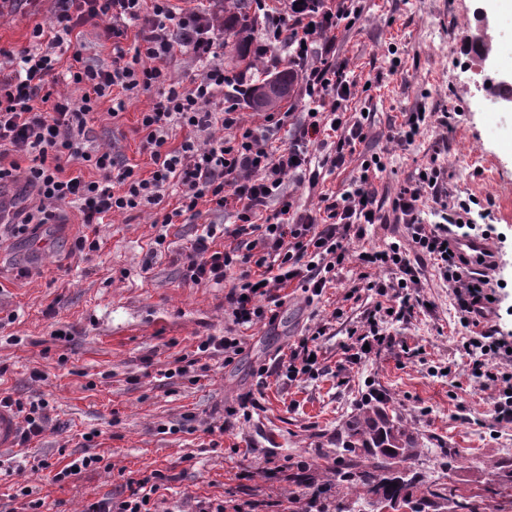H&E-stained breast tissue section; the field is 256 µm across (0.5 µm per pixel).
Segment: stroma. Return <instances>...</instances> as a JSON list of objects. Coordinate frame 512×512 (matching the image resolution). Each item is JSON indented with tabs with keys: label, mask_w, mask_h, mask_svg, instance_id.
<instances>
[{
	"label": "stroma",
	"mask_w": 512,
	"mask_h": 512,
	"mask_svg": "<svg viewBox=\"0 0 512 512\" xmlns=\"http://www.w3.org/2000/svg\"><path fill=\"white\" fill-rule=\"evenodd\" d=\"M362 7L339 33L336 59L360 85L349 108L369 114L361 150L384 157L379 194L391 202L431 144L447 137L449 192L486 205L488 223L504 238L498 262L510 286L500 311L512 330V111L487 92L512 74V14L496 0H364ZM481 12L492 21L491 62L483 67L473 43ZM46 18L43 4L0 18V47L32 46V30ZM152 99H131L114 117L102 103L92 121L96 144L116 146L144 174L151 166L138 152V119ZM420 110L432 120L414 146L401 145L403 113ZM443 113L444 127L437 122ZM200 209L197 222L168 226L169 249L157 257L149 249L158 229L145 212L92 230L65 208L59 223L26 236L0 228V397L43 400L53 409L52 422L28 444V460L0 450V512L19 508L14 495L23 486L41 501V512H83L105 496L126 498L130 482L153 473L163 477L157 496L166 512H194L203 497L284 503L297 463L335 456L338 429L373 392L386 394L389 408L420 433L427 451L416 469L426 483L474 490L494 482L500 493L488 512H512V470L497 466L512 456V428L494 429L490 390L467 376L457 348L467 330L433 265L421 278L431 309L393 327L409 354L350 366L346 385L334 370L346 358L349 330L374 304L346 294L361 275L379 276L355 264L318 300L293 287L279 290L275 322L244 331L243 350L228 364L223 352L199 349L207 338L231 333L226 290L188 284L176 260L202 225L231 221L213 205ZM91 231L99 250L78 251L76 239ZM319 322L329 325L320 339L326 373L292 382L272 376L258 386L259 368L287 357ZM180 364L186 373H176ZM446 365L451 374L440 375ZM445 448L456 451L455 461H444ZM84 453L101 456L98 468L54 481ZM35 458L45 467L32 466Z\"/></svg>",
	"instance_id": "1"
}]
</instances>
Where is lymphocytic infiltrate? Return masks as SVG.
Wrapping results in <instances>:
<instances>
[{"label":"lymphocytic infiltrate","instance_id":"lymphocytic-infiltrate-1","mask_svg":"<svg viewBox=\"0 0 512 512\" xmlns=\"http://www.w3.org/2000/svg\"><path fill=\"white\" fill-rule=\"evenodd\" d=\"M254 2L263 17L258 54L271 55L273 66L285 63L301 75L305 119L286 143L274 135L286 113H267V128L258 133L242 127L235 107L216 105L225 87L242 82L240 75L225 71L216 51L224 37L223 0H212L202 12L175 11L170 0H53L47 22L33 29L34 47L18 52L1 47L0 186L16 179L4 157L27 156L25 188L36 199L21 220H10L12 233L24 235L30 225L54 223L62 205L76 207L83 223L100 224L116 213L158 208L170 193L177 205L163 214L166 225L197 219L203 202L232 210L233 224L205 225L191 244L184 255L185 279L196 286L232 280L228 314L235 326L247 329L266 319L274 290L295 285L312 294L327 288L349 258L351 237H362L365 223L395 218L405 228V240L358 255L360 264L390 278L349 291L354 300L360 290L371 291L376 302L350 330V353L337 365V379L347 383L348 365L401 347L389 327L425 306L418 278L421 261L429 260L451 288L460 318L472 328L458 344L469 372L480 385L496 388L494 424L512 425V332L496 321L492 279L486 270L472 267L458 245L464 237L489 239L492 231L475 223L469 200L448 192L439 163L447 140L436 142L428 161L400 187L391 214H384L374 185L385 169L377 154L342 192L321 195L317 209L298 210L286 191L288 181L317 184L321 172L342 167L368 136L362 119L346 114L357 82L336 59L341 27H352L361 10L355 0ZM89 22L111 40L112 62L87 64L81 52H74L67 73L82 94L75 99L55 93L58 52ZM131 34L137 44L129 53L123 42ZM183 55L196 67L186 83L173 80L168 71ZM148 91L154 98L138 127V150L151 164L143 176L114 150L94 145L89 121L101 101L119 112L127 100ZM317 146L323 155H314ZM75 160L96 170L97 178L66 174ZM325 333L318 325L298 340L285 367L289 380L318 376V340ZM158 490V484L143 478L126 499L106 497L84 512H153Z\"/></svg>","mask_w":512,"mask_h":512}]
</instances>
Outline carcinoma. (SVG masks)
<instances>
[{
	"instance_id": "carcinoma-1",
	"label": "carcinoma",
	"mask_w": 512,
	"mask_h": 512,
	"mask_svg": "<svg viewBox=\"0 0 512 512\" xmlns=\"http://www.w3.org/2000/svg\"><path fill=\"white\" fill-rule=\"evenodd\" d=\"M254 19L247 13L244 0H224V47L228 58L249 70L256 65L251 53L250 36ZM270 80L249 88L246 105L255 111L279 109L288 94L270 97L259 103ZM424 455L419 433L401 416L392 415L383 400L374 396L365 400L358 412L343 422L336 434V462L321 457L305 463L288 475L300 487L314 481L312 473L322 477L323 499L336 503V512H351L346 502L360 505L358 512H440V491L425 485L413 470ZM453 512H486L484 495L457 494L448 489Z\"/></svg>"
}]
</instances>
